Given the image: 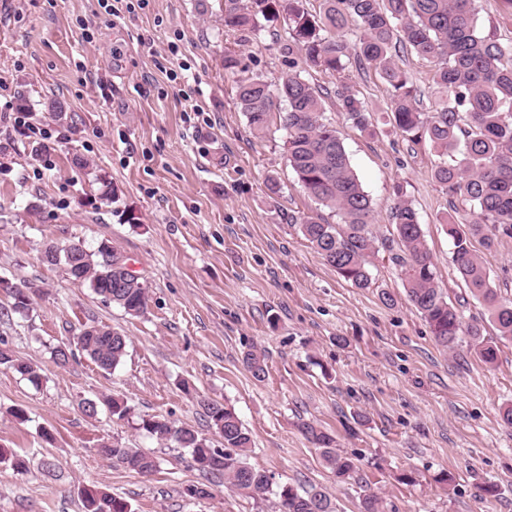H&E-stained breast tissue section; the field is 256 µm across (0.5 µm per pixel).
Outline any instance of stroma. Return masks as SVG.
<instances>
[{
	"mask_svg": "<svg viewBox=\"0 0 512 512\" xmlns=\"http://www.w3.org/2000/svg\"><path fill=\"white\" fill-rule=\"evenodd\" d=\"M476 10L482 29L512 41V0H477ZM288 38L280 20L245 38L225 34L224 0H145L116 17L97 0H0V279L38 288L23 314L0 290V337L43 376L36 388L0 366V448L27 465L0 463V512H83L86 485L132 512H272L227 491L222 475L201 476L186 449L139 430L149 415L210 434L200 395L234 408L251 433L252 466L281 484L326 488L338 512H360L367 492L380 512H512V428L499 417L512 405V340L485 324L498 348L491 366L469 346L443 350L387 251L372 259V287L341 279L296 224L315 212L333 224L337 216L299 183L279 122L255 136L237 105L225 51L275 86L290 70ZM399 59L422 111H434L432 64L406 50ZM347 74L371 129L353 127L331 97L326 116L372 199L378 232L390 235L393 186L403 183L440 286L464 323L482 321L444 226L468 220L469 204L448 199L428 145L396 128L379 75L355 64ZM9 104L45 129L48 154L33 156L40 140L19 133ZM102 176L114 188L108 202ZM272 181L280 192L269 191ZM49 242L118 249L147 287L144 314L128 316L72 284L63 265L42 263ZM475 250L512 298V238ZM383 289L394 305L380 301ZM92 322L128 336L123 363L109 374L81 355L58 366L52 349ZM249 351L265 355L264 381L244 364ZM110 396L128 401L131 418L83 413L84 402ZM17 408L26 422L13 417ZM303 421L359 458L362 482L337 483L299 432ZM116 442L153 454L157 471L144 476L99 456ZM445 473L452 483H440ZM199 483L208 497L188 495ZM486 483L497 496L481 492Z\"/></svg>",
	"mask_w": 512,
	"mask_h": 512,
	"instance_id": "35a3bbf8",
	"label": "stroma"
}]
</instances>
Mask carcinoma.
<instances>
[{"instance_id": "obj_1", "label": "carcinoma", "mask_w": 512, "mask_h": 512, "mask_svg": "<svg viewBox=\"0 0 512 512\" xmlns=\"http://www.w3.org/2000/svg\"><path fill=\"white\" fill-rule=\"evenodd\" d=\"M323 12L310 14L302 0H224V30L252 34L261 21L284 16L290 31L288 54L301 52L306 67L339 79L333 91L346 119L365 132L370 130L369 111L352 86L344 81L350 59L375 69L389 88V108L396 128L413 144L426 141L437 157L433 178L451 200L470 203L471 218L446 224L452 241V262L470 296L485 309L499 335L512 339V301L499 295L490 274L473 249V240L490 245L500 237L512 238V43L501 44L478 26L475 0H323ZM354 27L361 32L351 46L338 32ZM410 52L435 64L434 83L440 108L420 109L418 89L397 61V37ZM247 69L244 59L224 52V72ZM284 100L279 113L286 132L284 147L289 166L315 200L339 217L330 224L319 214L299 218V231L311 247L332 266L338 276L356 288L373 283L371 257L379 237L371 200L352 168L336 127L325 117L324 96L301 74L286 76L276 87L259 77L237 84V103L256 134L268 126L270 114ZM456 154L450 165L444 157ZM391 223L398 250L392 262L399 268L407 300L426 321L436 344L445 350L471 339L475 352L487 364L497 358L496 345L485 340L477 324L466 325L459 309L448 302L439 287L437 271L426 248L418 214L400 183L393 187ZM41 259L50 265L63 263L70 281L89 286L103 302L139 316L147 307V288L141 277L125 269V258L102 243L94 251L80 244L60 248L45 246ZM12 310H29L30 286L10 287ZM127 336L105 324L86 325L76 343L52 349L60 366L81 351L100 370L110 373L123 362ZM244 362L252 377L265 379V356L248 352ZM0 365L17 372L34 387L41 374L31 364L0 348ZM106 405L112 416L125 420L131 407L119 398ZM209 427L222 438L216 449L210 438L189 427H177L166 418L142 417L139 429L160 441H175L189 449L197 470L208 476L224 473L225 488L254 500L273 499L275 512H337L331 495L322 487L298 491L290 484L271 481L266 471L247 461L251 435L231 408L202 400ZM301 432L321 450L323 461L342 483L358 476L359 459L336 449L335 438L307 423ZM115 465L147 475L157 471L156 458L140 448L119 443L100 448ZM84 512H130L124 500L95 486L80 490Z\"/></svg>"}]
</instances>
